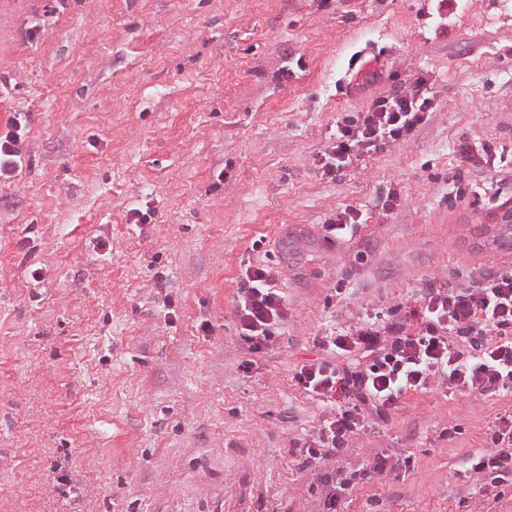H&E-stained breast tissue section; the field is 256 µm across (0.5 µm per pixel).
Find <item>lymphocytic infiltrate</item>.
<instances>
[{
  "label": "lymphocytic infiltrate",
  "instance_id": "1",
  "mask_svg": "<svg viewBox=\"0 0 512 512\" xmlns=\"http://www.w3.org/2000/svg\"><path fill=\"white\" fill-rule=\"evenodd\" d=\"M425 78H416L409 93L393 90L365 111L336 123L317 159L323 176L336 177L360 157L388 142L408 140L427 124L433 101ZM266 266H248L238 306L239 337L250 355L273 349L288 321V305ZM489 343L471 351L473 337ZM325 352L344 357L346 367L309 360L295 368L298 385L320 400L342 395L333 417L302 450L305 461L343 457L352 436L385 418L400 397L426 388L437 377L451 392L498 395L512 392V268H480L467 287L425 288L418 308L369 312L341 333L317 337ZM489 449L470 454L468 470L484 474L491 487H512V417L501 416L488 428ZM395 469L391 455L374 452L369 469L341 474L323 502L334 512L337 502L370 475Z\"/></svg>",
  "mask_w": 512,
  "mask_h": 512
}]
</instances>
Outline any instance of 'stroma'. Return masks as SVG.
<instances>
[{
    "label": "stroma",
    "mask_w": 512,
    "mask_h": 512,
    "mask_svg": "<svg viewBox=\"0 0 512 512\" xmlns=\"http://www.w3.org/2000/svg\"><path fill=\"white\" fill-rule=\"evenodd\" d=\"M418 76L428 125L323 177L337 119ZM18 112L22 164L0 182V512H321L329 467L299 450L331 408L293 378L325 359L316 338L512 266L494 241L512 166L459 150H512L504 0H0V133ZM347 208L360 224L327 242ZM248 261L289 308L254 357L237 331ZM510 413L512 393H406L334 466L378 449L410 469L338 512H471L484 491L462 463Z\"/></svg>",
    "instance_id": "35a3bbf8"
}]
</instances>
